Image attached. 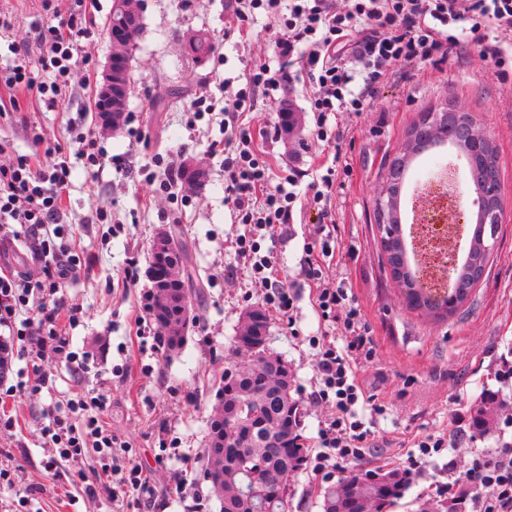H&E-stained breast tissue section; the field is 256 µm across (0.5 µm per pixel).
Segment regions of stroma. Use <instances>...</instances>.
<instances>
[{"instance_id":"35a3bbf8","label":"stroma","mask_w":512,"mask_h":512,"mask_svg":"<svg viewBox=\"0 0 512 512\" xmlns=\"http://www.w3.org/2000/svg\"><path fill=\"white\" fill-rule=\"evenodd\" d=\"M53 4L47 11L41 0H0V11L14 20L10 38L0 40V69L11 63L12 46L27 45L34 27L66 14L72 2ZM111 5L112 0H94L86 14L88 36L78 46L79 56L90 58L99 73L112 52ZM140 12L142 28L130 59L132 91L119 129H101L94 95L82 75H75L55 108L0 85V99L18 102L0 119V140L10 142L14 154L31 153L30 127L55 141L66 139L70 126L82 124L96 129L112 159L100 169L75 161L64 199L65 219L75 229L82 259L68 293L86 310L70 340L73 350L93 354L96 371L75 378L49 352L41 367L55 375L54 390L28 389L0 402V413L16 422L13 429L0 430V463L13 469L10 483H0V512H13L26 495L32 498V512H222L221 498L205 475L207 432L225 368L251 361L236 349L234 338L243 312L262 305L265 291L251 282L235 251L245 227L236 223L224 199V159L208 148L223 135L224 114L213 112L190 126L184 110L201 92L223 102L253 65L275 64L281 34L271 18L260 15L247 35L225 37L230 0H141ZM197 32L213 46V57L203 64L185 47ZM310 87L306 73H298L276 98H258L246 119L269 130L277 126L280 110L292 112L293 129L264 143L274 172L292 168L309 182L333 158L350 167L338 176L332 200L336 250L322 270L326 280H346L371 332L374 356L359 361L357 373L373 402L357 405L356 411L372 430L374 447L334 476L401 468L415 437L452 430V448L431 456L389 510L416 512L423 502L430 512H440L444 487L463 475L473 456L494 455L512 443V384L496 376L501 362L512 363V80H498L478 51L463 44L449 49L445 58L406 63L377 87L364 112L331 116L342 133L334 145L313 133ZM448 105L473 115L492 137L504 214L490 265L466 307L438 321L410 311L390 277L375 204L385 167L404 146L409 127L422 113ZM189 159L204 170L205 190L180 178V165ZM161 181L171 183L187 205L171 204L159 193ZM100 208L110 211L111 224L96 223ZM172 227L182 229L203 283L190 300L197 322L177 350L168 349L155 321L140 330L134 325L142 296L152 289L147 274L152 240ZM317 227L318 216L307 205L265 242L277 260L278 280L296 287L295 326L268 312V336L270 348L293 375L302 434L311 446L317 445L328 416L314 396L319 350L310 343L326 328L300 276ZM131 259L137 262L134 286L124 280ZM116 365L123 367L122 376L112 375ZM93 388L102 389L107 399L103 422L149 480L141 490L112 496L91 448L76 459L52 461L55 451L42 436L50 414L71 392ZM487 394L502 405L477 434L471 428L473 408ZM170 440L177 441L179 452L162 456V445ZM323 486L309 468L291 475L287 512H321Z\"/></svg>"}]
</instances>
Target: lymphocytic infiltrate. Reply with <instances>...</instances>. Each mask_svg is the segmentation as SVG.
Instances as JSON below:
<instances>
[{
    "instance_id": "1",
    "label": "lymphocytic infiltrate",
    "mask_w": 512,
    "mask_h": 512,
    "mask_svg": "<svg viewBox=\"0 0 512 512\" xmlns=\"http://www.w3.org/2000/svg\"><path fill=\"white\" fill-rule=\"evenodd\" d=\"M234 24L225 37L246 33L256 14L278 24L283 38L278 46V66H255L246 82L224 106V138L213 142L224 156V193L246 231L236 239V251L248 262L252 281L265 288L268 309L292 316L294 293L275 285L273 258L262 243L276 226L289 224L302 196H310L320 219L315 244L307 248L302 267L305 280L315 287V304L326 322L335 324L345 338L344 347L322 345L317 397L328 404L331 415L320 433V449L309 455L314 473L328 474L339 463L357 460L371 448V431L356 418L355 406L365 393L359 386L352 361L370 353L371 341L344 285L322 279L321 258L331 256L333 240L331 197L336 168L308 183L298 192L299 175L288 171L273 176L261 139L267 131L251 132L242 120L257 97H274L279 89L306 73L312 83L308 98L314 133L326 143L340 137L329 117L336 112H361L377 84L391 76L395 66L429 61L447 54L461 43L472 45L490 62L495 76L512 77V47L497 37L512 31V0H350L347 10H337L333 0H232ZM86 0H74L66 19L36 28L35 51H15L9 67L0 70V84L23 88L37 102L55 106L65 96L78 64L77 40L85 36ZM50 72L51 80L37 81L35 69ZM33 151L0 164V232L37 244L44 261L38 279L0 268V344L7 357L22 355L38 369L37 388L53 389L55 378L42 372L46 351H53L76 374L91 370L86 353L72 350L69 329L85 317L82 304L66 291L81 266L68 246L73 230L63 221L62 192L72 174V159L99 165L103 152L92 130L78 129L65 142H48L40 129H32ZM26 319H19V312ZM106 407L100 391L71 393L62 410L43 429L55 449V461L81 456L86 449L98 453L104 470H111L117 442L100 421ZM469 491L472 512H512V448L490 458L474 456L462 480L447 488L448 495Z\"/></svg>"
}]
</instances>
